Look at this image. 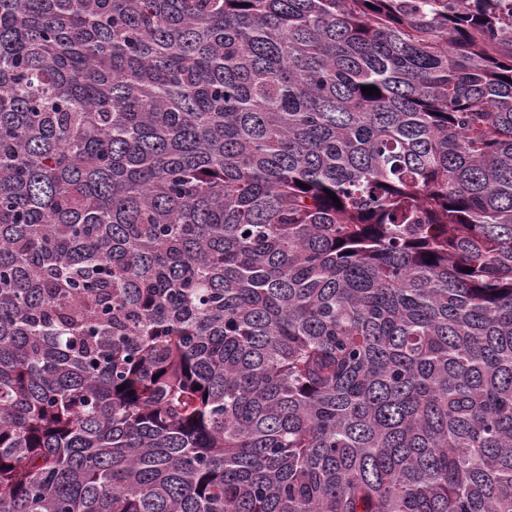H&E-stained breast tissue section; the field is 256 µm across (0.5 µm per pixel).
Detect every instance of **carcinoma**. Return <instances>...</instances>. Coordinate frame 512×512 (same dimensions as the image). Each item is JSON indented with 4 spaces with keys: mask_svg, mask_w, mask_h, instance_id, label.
<instances>
[{
    "mask_svg": "<svg viewBox=\"0 0 512 512\" xmlns=\"http://www.w3.org/2000/svg\"><path fill=\"white\" fill-rule=\"evenodd\" d=\"M0 512H512V0H0Z\"/></svg>",
    "mask_w": 512,
    "mask_h": 512,
    "instance_id": "1",
    "label": "carcinoma"
}]
</instances>
